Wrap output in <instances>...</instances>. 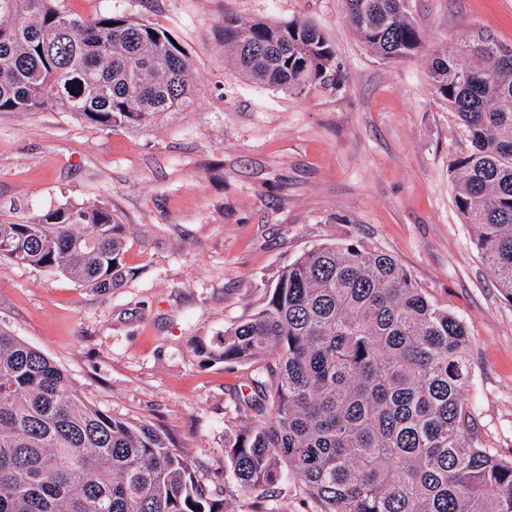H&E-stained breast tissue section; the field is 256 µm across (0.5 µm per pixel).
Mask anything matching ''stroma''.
<instances>
[{
	"mask_svg": "<svg viewBox=\"0 0 512 512\" xmlns=\"http://www.w3.org/2000/svg\"><path fill=\"white\" fill-rule=\"evenodd\" d=\"M82 18L167 31L197 76L192 107L147 129L66 112L0 113V222L103 202L128 226L129 275L101 294L66 275L0 264V328L59 365L119 419L153 425L230 512H320L293 475L267 494L224 486V434L240 424L253 366L195 352L254 314L281 270L321 244L387 251L471 340L475 441L512 459V303L453 204L448 164L467 152L418 55L381 60L343 0H59ZM425 45L490 31L512 43V0H412ZM316 23L342 74L307 95L243 80L225 15Z\"/></svg>",
	"mask_w": 512,
	"mask_h": 512,
	"instance_id": "35a3bbf8",
	"label": "stroma"
}]
</instances>
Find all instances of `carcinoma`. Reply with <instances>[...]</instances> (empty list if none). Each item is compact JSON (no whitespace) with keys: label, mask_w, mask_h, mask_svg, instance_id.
<instances>
[{"label":"carcinoma","mask_w":512,"mask_h":512,"mask_svg":"<svg viewBox=\"0 0 512 512\" xmlns=\"http://www.w3.org/2000/svg\"><path fill=\"white\" fill-rule=\"evenodd\" d=\"M367 50H423L409 0H344ZM245 80L296 94L334 89L317 26L224 18ZM512 44L482 30L427 51L431 88L471 144L448 166L453 203L512 302ZM195 72L164 31L83 19L58 0H0V112H68L108 129L184 112ZM123 224L104 203H67L0 223V263L59 271L99 292L122 285ZM471 342L390 253L358 241L286 265L260 309L206 361L255 363L247 424L224 437V474L242 492L297 474L321 512H512V460L480 448L464 394ZM152 425L89 403L40 351L0 329V512H224Z\"/></svg>","instance_id":"carcinoma-1"}]
</instances>
